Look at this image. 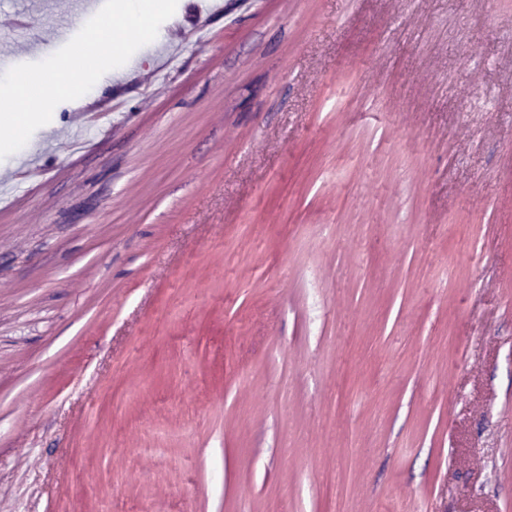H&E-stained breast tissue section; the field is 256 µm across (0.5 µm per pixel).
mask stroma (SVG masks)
<instances>
[{"instance_id":"35a3bbf8","label":"stroma","mask_w":512,"mask_h":512,"mask_svg":"<svg viewBox=\"0 0 512 512\" xmlns=\"http://www.w3.org/2000/svg\"><path fill=\"white\" fill-rule=\"evenodd\" d=\"M161 29L0 160V512H512V0Z\"/></svg>"}]
</instances>
